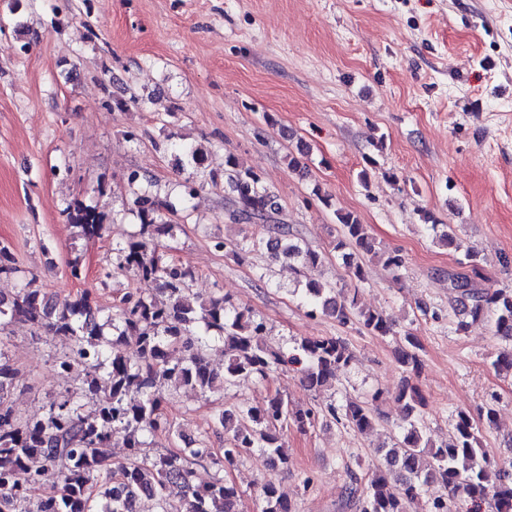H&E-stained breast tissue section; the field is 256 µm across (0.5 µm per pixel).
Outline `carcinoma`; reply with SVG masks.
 <instances>
[{
	"instance_id": "carcinoma-1",
	"label": "carcinoma",
	"mask_w": 512,
	"mask_h": 512,
	"mask_svg": "<svg viewBox=\"0 0 512 512\" xmlns=\"http://www.w3.org/2000/svg\"><path fill=\"white\" fill-rule=\"evenodd\" d=\"M175 157L184 170L199 171L207 152L201 145H174ZM224 185L229 189L230 208L226 219L232 224H250L261 232L218 243L238 251H265L273 261H286L298 274L318 269L325 256L309 245L291 238L288 225L277 218V196L263 185L261 177L229 155L224 162ZM130 210L140 221L138 234L117 249L112 272L129 274L139 284H157L167 293L159 305L139 288L123 295L117 317L99 322L101 308L89 294L63 300L53 299L31 276L24 288L11 297L0 296V512H131L133 501L145 495L156 500L158 512H240V492L224 482L221 473L242 455L257 448L273 465L288 466L281 432L291 426L305 431L315 426L319 411L299 407L276 393L260 407L229 408L218 417L224 430L223 452L210 447L206 437L152 458L141 448L159 434H175L173 421L164 414L156 388L174 381L204 395L216 383L234 385L242 379H266L287 363L284 353L263 342L264 325L246 309L233 307L222 295L202 297L192 292L194 273L164 257L155 239L171 236L176 225L166 219L172 204L150 191L137 190ZM66 223L85 238H102L110 230L108 217L76 201L65 210ZM340 236L336 251L342 253L348 276L364 277V257L378 258L396 270L404 262L398 250L377 251L374 239L352 212L337 215ZM19 272L9 249L0 246V276ZM454 301L464 319L486 320L497 335L512 343V290L475 287L464 273L448 274ZM308 314L333 317L345 324L356 318L367 333H395L394 322L378 310L360 309L315 280L306 284ZM24 322L47 336H67L70 352L57 358L58 369L67 372L75 362L85 366V376L76 390L49 402L39 417L22 419L9 404L15 369L5 351L8 328ZM133 342L124 351L116 346L127 337ZM211 341L224 347V369H214L206 348ZM416 336L407 331L396 352L397 361L408 374L421 369ZM296 361L303 363L302 384L319 391L336 383L339 370L352 362L345 343L333 336L302 340ZM377 392L371 399L348 398L339 407L329 406L336 420L361 432L373 428L381 418ZM409 418L406 427L390 444L377 449L368 465L370 476L363 490L357 477L349 488V499L357 512H409L407 505L423 495L425 487L440 482L448 494L428 503V512H463L467 505L493 504L496 512H512V472L490 461L481 448L478 422L459 412L448 442L433 444L423 434L420 409L425 398L410 383L398 391ZM116 433L123 434L128 448L126 461L112 463L110 446ZM209 463L216 474L199 485L193 466ZM58 472L62 489L57 497L34 496L42 476ZM261 512H292V504L277 486L266 482L261 488Z\"/></svg>"
}]
</instances>
